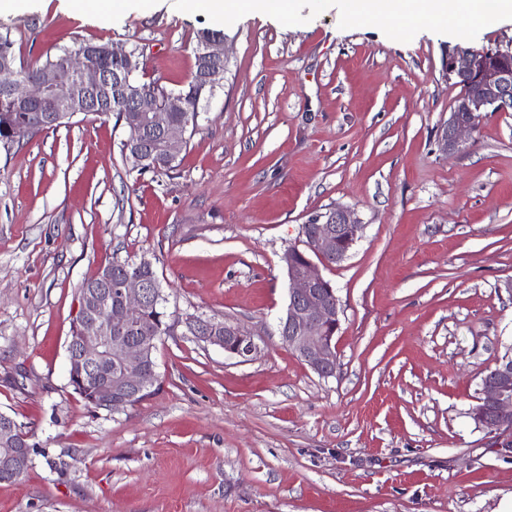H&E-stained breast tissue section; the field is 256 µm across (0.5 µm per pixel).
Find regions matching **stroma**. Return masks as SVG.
Here are the masks:
<instances>
[{"instance_id":"stroma-1","label":"stroma","mask_w":512,"mask_h":512,"mask_svg":"<svg viewBox=\"0 0 512 512\" xmlns=\"http://www.w3.org/2000/svg\"><path fill=\"white\" fill-rule=\"evenodd\" d=\"M288 2L280 20L123 0L108 26L71 0L0 10L27 62L109 42L177 89L199 31L222 30L225 57L176 170H131L97 112L0 145V411L35 446L0 512H498L512 496V453L468 415L512 345V110L453 154L436 143L460 93L444 52L512 44V20L399 37L348 20L347 0ZM332 206L362 230L321 269L341 310L323 378L277 324L281 257ZM114 255L152 263L169 326L150 394L117 411L73 392L66 352L80 288ZM197 317L256 352L199 341ZM199 319L209 321L212 325L220 327L222 331L221 336H215V328H212L210 325L202 322H194L193 324L192 321L195 320H192L189 322L192 323V327L190 328L191 332L196 335L199 340L224 348L225 354L244 359L251 356L256 350L253 336L241 328L234 325L224 324V322L221 321H212L210 319L202 318Z\"/></svg>"}]
</instances>
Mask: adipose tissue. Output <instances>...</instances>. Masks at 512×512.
<instances>
[{"instance_id":"ef3b65f1","label":"adipose tissue","mask_w":512,"mask_h":512,"mask_svg":"<svg viewBox=\"0 0 512 512\" xmlns=\"http://www.w3.org/2000/svg\"><path fill=\"white\" fill-rule=\"evenodd\" d=\"M351 19L384 22L425 15L450 19L457 30L502 16H512V0H349Z\"/></svg>"}]
</instances>
